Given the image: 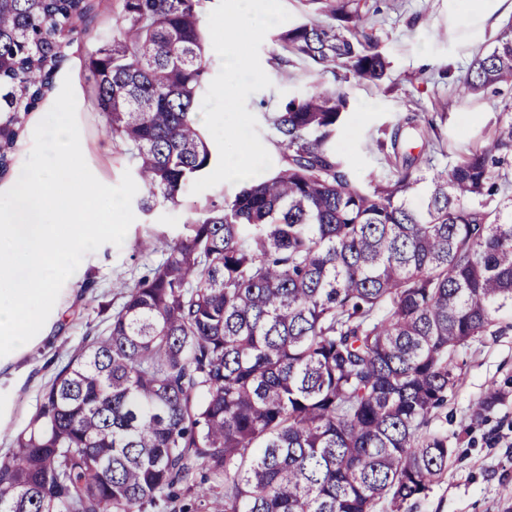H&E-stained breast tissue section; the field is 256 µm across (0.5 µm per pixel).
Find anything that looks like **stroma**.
Returning <instances> with one entry per match:
<instances>
[{"label": "stroma", "instance_id": "1", "mask_svg": "<svg viewBox=\"0 0 512 512\" xmlns=\"http://www.w3.org/2000/svg\"><path fill=\"white\" fill-rule=\"evenodd\" d=\"M93 10L85 30L69 47L50 90L39 108L24 119L9 171L0 177V192L18 180L32 149L36 125L53 106L57 88L71 79L77 101L81 149L94 176L118 185L131 167L117 153L105 119L96 105L83 57L110 41L120 24L119 0H91ZM360 10L390 66L385 78L364 83L345 70L320 75L312 66L289 57L268 32L260 48V63L270 88L251 94L247 108L266 149H273L266 119L280 99L307 89L317 79L337 82L348 100L344 129L336 148L361 179L396 174L376 148L389 139L398 120L415 117L418 124L434 121L427 139L403 143L405 151L430 158L445 167L470 146L486 145L505 106L512 104V85L499 84L476 96L460 92V80L476 54L489 51L503 27L512 21V0L486 24H479L452 0H360ZM221 183L198 194L185 193L182 206L158 204L143 210L133 204L135 220L122 245L110 243L86 254L63 285L47 322L49 336L21 356L0 357V457L12 453L58 370L92 338L105 332L128 286L159 266L169 245L186 232L195 204L223 203L239 192ZM152 236L149 251L138 247ZM460 381L448 393L447 406L431 416L428 431L447 434L454 454L443 479L422 498L415 512H512V326L500 323L494 335L482 336L459 349ZM503 397L494 410L479 415L478 404L489 388Z\"/></svg>", "mask_w": 512, "mask_h": 512}]
</instances>
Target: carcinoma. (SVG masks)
Instances as JSON below:
<instances>
[{"mask_svg": "<svg viewBox=\"0 0 512 512\" xmlns=\"http://www.w3.org/2000/svg\"><path fill=\"white\" fill-rule=\"evenodd\" d=\"M85 67L144 208L181 205L214 157L198 122L207 0H121ZM276 37L322 72L376 82L387 61L351 0H309ZM90 0H0V177L53 88ZM512 84V23L461 81ZM348 100L325 83L268 115L281 165L195 209L187 235L130 287L108 334L57 372L16 451L0 512H147L224 482L223 512H409L448 468L424 430L460 380L456 351L512 313V114L450 165L403 155L365 183L336 151ZM408 118L381 153L398 154Z\"/></svg>", "mask_w": 512, "mask_h": 512, "instance_id": "carcinoma-1", "label": "carcinoma"}]
</instances>
